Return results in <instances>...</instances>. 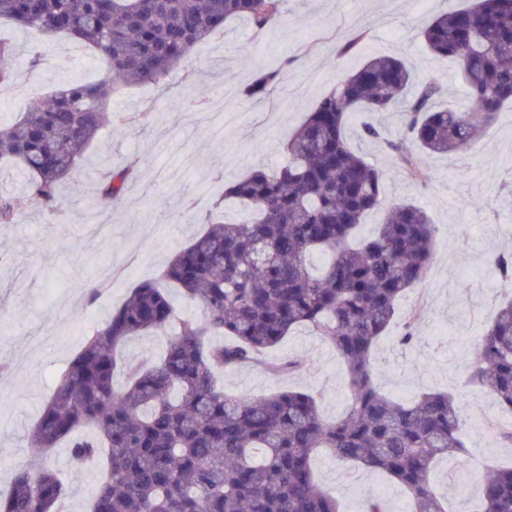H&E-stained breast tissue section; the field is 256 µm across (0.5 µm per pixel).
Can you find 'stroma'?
Segmentation results:
<instances>
[{"label": "stroma", "instance_id": "1", "mask_svg": "<svg viewBox=\"0 0 512 512\" xmlns=\"http://www.w3.org/2000/svg\"><path fill=\"white\" fill-rule=\"evenodd\" d=\"M471 0H285L275 27L256 33L246 20L199 44L195 74L172 73L158 84H141L113 96L115 112H146L147 125L104 131L85 153L93 178H75L61 191L59 214L46 223L25 206L13 224H0V491L15 473L48 462L60 470L68 496L65 512H87L101 477L96 464L76 465L68 449L41 457L28 431L49 399L59 373L84 343L86 330L103 322L137 283L155 278L166 261L199 233L225 183L254 168L284 160L289 136L355 65L378 55H400L418 76L434 78L448 91V103L463 105L466 92L458 66L430 56L420 38L430 20ZM368 37L354 55L339 48L358 29ZM0 40L19 57L38 50L41 64L0 85V122H9L38 96L55 88L98 80L102 66L86 47L72 51L60 38L0 22ZM282 67V78L265 99H248L242 86L262 67ZM362 118L347 128L351 147L384 173L389 200L424 209L436 226L433 260L424 280L401 297L400 313L421 311L420 339L404 346L400 325L379 341L373 379L379 390L403 402L424 392L453 395L464 418L467 453L437 462L434 481L448 512H477L488 467L512 463V447L496 432L512 412L489 409L488 399L467 382L464 345L492 320L512 290L498 280L488 258L512 253V108H505L485 136L468 150L426 157L427 178L401 174L379 141L360 138ZM130 167L138 172L123 201L110 210L90 209L96 176ZM104 281L96 306L83 289ZM279 361L298 358L300 370L273 376L262 364L221 373L230 395L256 397L282 390H310L326 419H340L351 404L346 369L335 348L302 328L266 354ZM313 469L341 512H361L372 496L386 499L390 512H410L407 492L383 475L337 460L321 451Z\"/></svg>", "mask_w": 512, "mask_h": 512}]
</instances>
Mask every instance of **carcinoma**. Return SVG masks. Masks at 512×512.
<instances>
[{"instance_id": "cac0c4a2", "label": "carcinoma", "mask_w": 512, "mask_h": 512, "mask_svg": "<svg viewBox=\"0 0 512 512\" xmlns=\"http://www.w3.org/2000/svg\"><path fill=\"white\" fill-rule=\"evenodd\" d=\"M283 0H0V19L65 37L106 66L95 83L64 86L34 99L0 124V163L27 175L25 196L55 216L62 183L79 170L103 129L124 121L110 111L120 86L159 83L192 64L194 48L233 19L257 32L281 17ZM439 61L455 59L466 105L440 108L443 86L421 79L396 56L371 57L323 95L286 146L288 160L224 185V198L255 217L208 227L178 251L155 280L85 334L31 428L43 455L67 443L77 463L106 460L89 512H340L319 484L314 454L328 449L405 489L413 512H446L435 492L440 458L465 452L462 415L446 392L394 401L373 382L378 341L398 317V301L421 282L433 259L436 229L409 202H389L384 174L355 152L346 129L355 112L401 114L398 134L365 121L363 136L384 141L401 166L425 174L423 155L465 151L512 102V0H474L434 17L421 32ZM15 49L0 41V84L16 78ZM281 68L264 67L243 96L264 99ZM132 178L113 169L96 204L119 203ZM18 197L0 192V224L17 217ZM376 210L383 220L358 235ZM315 254L329 256L315 270ZM512 284V254L490 257ZM201 307L179 318L170 290ZM329 340L343 360L352 403L323 419L303 390L262 397L228 395L215 370L261 361L299 328ZM164 337L156 362L120 361L133 336ZM471 380L491 405L512 410V301L469 344ZM66 486L42 465L16 473L0 512H59ZM482 512H512V467L484 481Z\"/></svg>"}]
</instances>
